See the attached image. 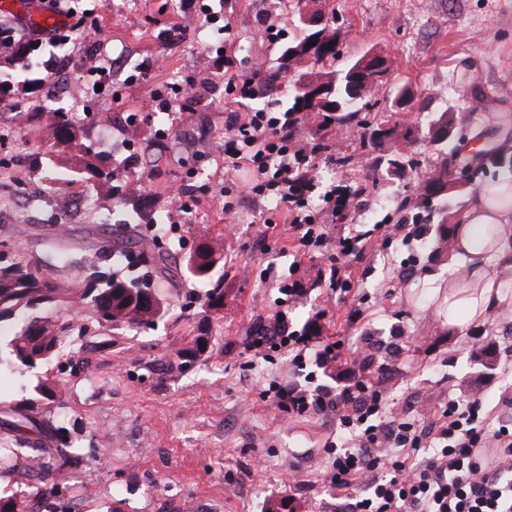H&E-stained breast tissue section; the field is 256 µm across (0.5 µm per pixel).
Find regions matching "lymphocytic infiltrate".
<instances>
[{"instance_id":"1","label":"lymphocytic infiltrate","mask_w":512,"mask_h":512,"mask_svg":"<svg viewBox=\"0 0 512 512\" xmlns=\"http://www.w3.org/2000/svg\"><path fill=\"white\" fill-rule=\"evenodd\" d=\"M224 70V167L231 171L222 193L244 191L251 200L274 198L275 214L288 226L291 246L317 248L323 278L340 292L353 288L348 269L365 254L368 239L357 230L337 232L350 218L356 199L368 187L353 181L326 192L311 208L313 172L325 148L301 136L295 112L254 107L270 73L253 64L240 73L231 56L218 55ZM310 336L292 329L286 312L258 316L245 349L257 358L290 355L297 370L315 363L324 369L343 357L337 339L310 351ZM388 368L373 371L354 359L345 383L312 388L269 385L262 397L296 415H323L346 431L345 443H330L333 461L328 485L348 499L350 512H512V414L484 409V394L449 397L424 420L386 414L384 382Z\"/></svg>"}]
</instances>
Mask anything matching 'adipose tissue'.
<instances>
[{
	"label": "adipose tissue",
	"instance_id": "obj_1",
	"mask_svg": "<svg viewBox=\"0 0 512 512\" xmlns=\"http://www.w3.org/2000/svg\"><path fill=\"white\" fill-rule=\"evenodd\" d=\"M449 222L450 277L444 301L449 331L463 334L485 324L496 311H512V289L502 280L512 270V178L482 182ZM488 226L495 227L497 239L486 251L480 237Z\"/></svg>",
	"mask_w": 512,
	"mask_h": 512
}]
</instances>
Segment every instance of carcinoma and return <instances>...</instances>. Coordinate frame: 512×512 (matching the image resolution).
Here are the masks:
<instances>
[{
  "mask_svg": "<svg viewBox=\"0 0 512 512\" xmlns=\"http://www.w3.org/2000/svg\"><path fill=\"white\" fill-rule=\"evenodd\" d=\"M339 51L332 48L325 54H314L312 65L295 67L289 78L292 87L291 110L306 112L308 102L303 98V87L315 80L333 89V99L338 101L342 112L337 117L336 125L350 130L371 129L385 131V139H402L413 144L424 138L425 132L436 127L457 125L453 113L443 111L431 116L426 126L410 124L403 128L390 120L377 117L372 111L373 104H358L352 101L349 93L348 74L352 67L342 70L314 71V66L323 65V60H336ZM43 142L53 154L61 160L59 167L66 172L98 188L112 179V172L94 162L99 153L92 146L77 142L75 123L66 112L55 113L52 124L38 128ZM441 157L430 165L419 182L420 193L415 203L409 208L413 224H430L434 215L448 210V201L455 195L450 191L442 193L441 180L448 179V156L446 151L451 140L437 142ZM76 148L81 155L77 161L70 162L68 150ZM388 172L398 176L406 170H415L419 162L402 152H394L386 158ZM98 247L112 251L114 249H142L144 260L160 265L164 261L162 254L147 252L149 245L134 237L121 236L100 241ZM222 245L218 241L202 243L195 254L186 259V269L196 281L210 282L207 291V307L214 313L224 309V288L221 280L211 281V268L221 259ZM70 308L73 319L80 320L90 315L101 326L112 330L136 328L142 324L152 323L162 317L164 306L162 298L149 287L113 276L96 285L87 284L84 279L76 278L66 284L55 281L54 271L28 262H17L10 266H0V322L11 320L24 311L36 306ZM62 328L54 318L45 317L21 331L10 334L0 333V372L14 371L20 367H35L58 355L63 344ZM209 348V337L198 333L190 337L189 347L178 353V357L194 361L204 355ZM57 383L50 378H39L32 386L29 396L15 404L11 411L17 421L13 429L18 437L17 447L9 448L0 454V477L17 485H23L26 491L15 492L10 488H0V512H41V504L48 497L57 494V478L73 462L71 448L53 447L49 444L50 432L59 431V427L34 406L36 401L53 400L56 397Z\"/></svg>",
  "mask_w": 512,
  "mask_h": 512,
  "instance_id": "1",
  "label": "carcinoma"
}]
</instances>
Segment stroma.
Returning a JSON list of instances; mask_svg holds the SVG:
<instances>
[{"label":"stroma","instance_id":"stroma-1","mask_svg":"<svg viewBox=\"0 0 512 512\" xmlns=\"http://www.w3.org/2000/svg\"><path fill=\"white\" fill-rule=\"evenodd\" d=\"M312 9L335 17L341 32V69L365 52L387 57L388 81L377 94L376 109L400 123H426L429 113L451 110L468 116L466 141L500 150L512 139V0H308ZM213 12L228 17L232 51L239 70L255 59L276 73L257 107L274 111L291 104L289 80L280 76L286 41L300 30L296 0H209ZM90 8L103 36L97 42L74 40L11 55L0 51V72L34 63L32 89L11 92L0 106V262L17 257L53 268L58 279L117 275L154 288L169 299L165 316L150 327L111 331L87 318L68 325L59 355L49 364L0 377V399L29 395L38 377L61 379L66 408L60 441H73L76 461L69 470L70 499L53 512H264L267 501L287 496L297 512H348L345 498L324 481L331 457L327 442L336 438L335 420L321 415L289 418L259 396L260 385L277 380L304 382L287 356L250 360L244 349L257 314L279 309V292L260 273L274 264L279 275L295 274L306 293L288 308V319L302 329L310 319L319 340L344 339L346 351L333 369L344 377L359 351L375 365H388L387 406L397 414L424 418L449 396L485 393L486 410L512 407V315L496 316L484 327L452 335L434 283L448 277V249L427 238H371L372 248L353 266L354 288L340 296L320 275L319 259L294 251L259 256L252 243L264 232L273 201L238 205L234 237L224 235L222 200L212 192L224 184V75L216 49L224 36L182 0H78ZM268 12L286 32L285 42L264 41L255 26ZM174 38H167V31ZM147 67L145 78L127 77ZM196 98L181 104L174 91L186 80ZM411 87L419 106L391 112L395 91ZM168 99L165 111L144 112L137 123L129 113L143 111L153 95ZM78 112L76 127L102 154L113 184L138 183L122 204L108 188L87 191L84 183H59L46 149L33 131L54 113ZM179 129L180 139L161 137ZM307 141L332 143L313 172L309 196L319 206L341 177L372 184L355 203L352 219L362 229L401 223L403 202H414L417 174L375 180L379 150L349 134L327 132L318 118L303 126ZM355 163L341 165L340 157ZM186 182L200 206L189 224L166 234L160 246L171 273L124 253L89 247L101 233L120 232L147 215L167 223L168 193ZM90 192L88 208L61 223V202ZM64 236L73 245L66 261L47 248L48 238ZM221 240L224 259L213 270L224 283V310L215 316L205 306L206 285L180 271L196 247ZM250 265L249 279L236 269ZM377 305L368 322L352 323L358 305ZM400 339H393V332ZM210 338L206 355L181 366L187 336ZM494 346L496 364L487 371L473 364V353Z\"/></svg>","mask_w":512,"mask_h":512}]
</instances>
